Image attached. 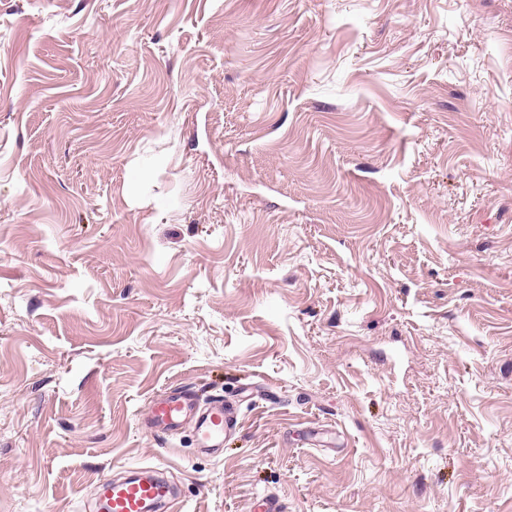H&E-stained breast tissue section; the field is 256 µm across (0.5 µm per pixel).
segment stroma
<instances>
[{
  "instance_id": "1",
  "label": "stroma",
  "mask_w": 512,
  "mask_h": 512,
  "mask_svg": "<svg viewBox=\"0 0 512 512\" xmlns=\"http://www.w3.org/2000/svg\"><path fill=\"white\" fill-rule=\"evenodd\" d=\"M145 467L512 512V0H0V512ZM143 427L151 435L170 436L192 423L201 453L216 455L223 449L224 434L235 426L234 417L221 400L201 408L197 395L184 386L153 397L147 404Z\"/></svg>"
}]
</instances>
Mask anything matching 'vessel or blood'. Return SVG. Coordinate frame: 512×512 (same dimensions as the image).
I'll return each instance as SVG.
<instances>
[{"mask_svg":"<svg viewBox=\"0 0 512 512\" xmlns=\"http://www.w3.org/2000/svg\"><path fill=\"white\" fill-rule=\"evenodd\" d=\"M188 424L194 428L200 452L215 455L222 450L224 435L234 428L235 421L222 401L200 407L196 394L183 386L156 395L146 407L143 427L147 433L170 436ZM173 505L164 481L132 478L110 484L106 510L168 512Z\"/></svg>","mask_w":512,"mask_h":512,"instance_id":"1","label":"vessel or blood"}]
</instances>
